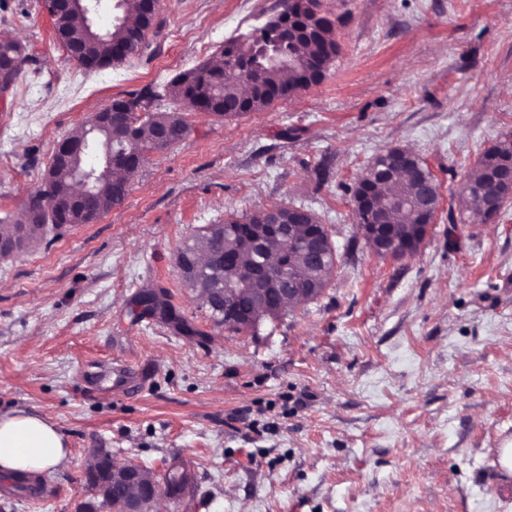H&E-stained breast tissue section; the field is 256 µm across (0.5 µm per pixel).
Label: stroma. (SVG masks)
<instances>
[{"label": "stroma", "mask_w": 512, "mask_h": 512, "mask_svg": "<svg viewBox=\"0 0 512 512\" xmlns=\"http://www.w3.org/2000/svg\"><path fill=\"white\" fill-rule=\"evenodd\" d=\"M339 53L262 112L188 116L148 152L122 206L0 257V414L53 422L69 455L0 512H82L96 455L192 478L163 512H512L495 466L512 441V200L460 214L483 153L512 134V0H320ZM281 0H159L162 27L121 66L85 71L42 0H0V34L36 64L0 95V217L20 219L51 156L113 100L261 27ZM400 146L440 205L410 256L365 246L352 188ZM311 209L337 250L323 295L236 334L183 282L177 255L226 212ZM460 223H452L455 215ZM153 293L170 315L138 318ZM126 362L136 396L89 393L84 366Z\"/></svg>", "instance_id": "1"}]
</instances>
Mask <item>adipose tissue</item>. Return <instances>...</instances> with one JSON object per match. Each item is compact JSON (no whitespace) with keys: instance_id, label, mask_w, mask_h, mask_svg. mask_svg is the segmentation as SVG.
Wrapping results in <instances>:
<instances>
[{"instance_id":"adipose-tissue-1","label":"adipose tissue","mask_w":512,"mask_h":512,"mask_svg":"<svg viewBox=\"0 0 512 512\" xmlns=\"http://www.w3.org/2000/svg\"><path fill=\"white\" fill-rule=\"evenodd\" d=\"M67 454L63 435L46 419L22 411L0 415V474L48 472Z\"/></svg>"}]
</instances>
